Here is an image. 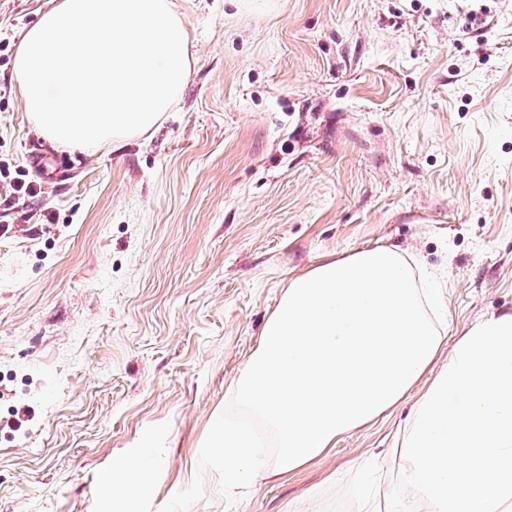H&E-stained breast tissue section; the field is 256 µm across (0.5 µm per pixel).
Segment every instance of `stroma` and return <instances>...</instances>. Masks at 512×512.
<instances>
[{
  "instance_id": "1",
  "label": "stroma",
  "mask_w": 512,
  "mask_h": 512,
  "mask_svg": "<svg viewBox=\"0 0 512 512\" xmlns=\"http://www.w3.org/2000/svg\"><path fill=\"white\" fill-rule=\"evenodd\" d=\"M54 0H0V512H408L413 398L278 478L224 494L208 441L288 281L391 246L438 272L442 350L512 312V0H178L193 64L130 144L55 150L13 71ZM28 407L20 429L6 427ZM154 452L152 448H131L120 465V475L112 481L109 477L103 485V491L110 495L112 487V505L126 512L122 507L140 495L146 485L148 475L154 468Z\"/></svg>"
}]
</instances>
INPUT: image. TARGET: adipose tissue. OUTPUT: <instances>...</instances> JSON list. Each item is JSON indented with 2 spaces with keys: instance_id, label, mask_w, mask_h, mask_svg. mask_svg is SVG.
<instances>
[{
  "instance_id": "ef3b65f1",
  "label": "adipose tissue",
  "mask_w": 512,
  "mask_h": 512,
  "mask_svg": "<svg viewBox=\"0 0 512 512\" xmlns=\"http://www.w3.org/2000/svg\"><path fill=\"white\" fill-rule=\"evenodd\" d=\"M441 346L397 250H359L291 279L229 388L245 418L210 438L225 492L288 474L423 380L403 433L417 512H512V313L471 326L437 369ZM255 418L274 440V460L261 451ZM154 464L152 449L129 450L111 483L115 507L137 499Z\"/></svg>"
}]
</instances>
